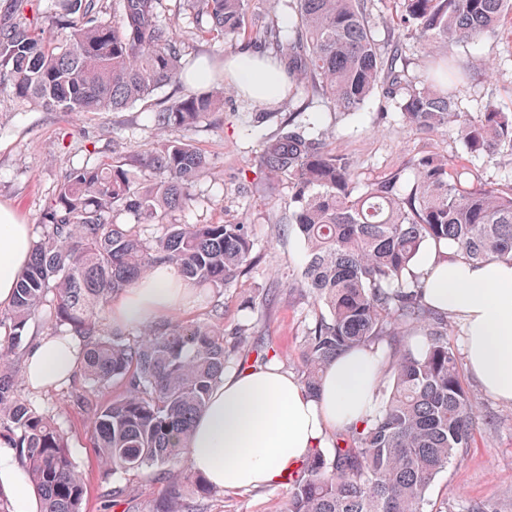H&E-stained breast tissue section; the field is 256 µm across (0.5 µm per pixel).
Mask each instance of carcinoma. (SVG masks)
<instances>
[{
	"instance_id": "cac0c4a2",
	"label": "carcinoma",
	"mask_w": 512,
	"mask_h": 512,
	"mask_svg": "<svg viewBox=\"0 0 512 512\" xmlns=\"http://www.w3.org/2000/svg\"><path fill=\"white\" fill-rule=\"evenodd\" d=\"M0 0V95L47 111L115 112L182 80L184 43L158 15L159 0ZM196 30L227 42L242 34L249 0H186ZM288 23L273 22L264 43L288 70L293 97L303 92L342 113L355 112L387 78L402 126L436 131L450 125L468 154L512 156V112L490 103L461 112L454 87L471 74L446 60L436 79L417 85L384 57L367 20L368 0H281ZM512 0H400L399 24L431 51L441 40L496 33ZM218 88L184 95L152 112L155 129H192L224 107ZM257 164L266 185L292 189L286 223L306 245L301 287L324 307L306 336L304 385L317 393L323 369L346 350L393 345L382 402L362 427L344 430L333 454L317 450L289 473L284 512H423L436 475L470 447L477 407L465 389L445 315L429 307L409 275L426 247H452L483 263L512 258V188L471 176L439 155L413 157L371 182L332 146L327 132L280 124ZM209 160L190 144L161 139L129 154L66 172L39 218L41 232L0 327V436L19 450L40 512H83L87 493L67 437L49 411L22 398L9 372L22 354L28 322L78 338L76 372L96 393L89 407L93 447L112 472L157 469L161 480L188 464V441L212 386L246 325L171 321L129 337L106 321L112 297L157 265L193 285L223 288L255 262L246 224H172L168 216L195 202ZM156 224L148 240L137 231ZM422 331L420 344L409 337ZM122 392L112 395L113 385ZM168 486L156 512H182Z\"/></svg>"
}]
</instances>
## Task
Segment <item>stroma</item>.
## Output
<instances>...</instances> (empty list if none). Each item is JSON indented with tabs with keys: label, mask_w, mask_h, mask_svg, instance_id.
I'll return each instance as SVG.
<instances>
[{
	"label": "stroma",
	"mask_w": 512,
	"mask_h": 512,
	"mask_svg": "<svg viewBox=\"0 0 512 512\" xmlns=\"http://www.w3.org/2000/svg\"><path fill=\"white\" fill-rule=\"evenodd\" d=\"M368 7L382 55L402 52L410 60V76L425 79V51L397 30V0H369ZM281 14L276 0H251L245 35L225 45L197 36L178 0H163L159 10L161 20L184 41L188 54L217 63L246 48L251 38ZM434 53L479 76L478 81L458 86L460 111L475 114L491 102L512 112V23L504 24L496 37L443 42ZM189 92V87L173 84L124 111L83 115L48 112L0 96V204L14 207L27 223L37 224L67 169L141 152L162 138L188 140L209 159L210 171L196 186L194 205L175 213L172 223L248 224L258 262L227 287H197L196 305L175 310L168 318L217 319L228 328L248 325L250 334L243 351L259 345L274 350L282 370L297 378L303 371L301 353L308 329L321 309L299 286L304 244L296 235L283 232L290 189L283 183L269 194L256 186V160L281 121L290 118L295 124L331 132L334 146L353 161L365 182L402 168L409 158L438 154L470 165L479 178L500 187L512 185V157L493 162L474 159L455 128L426 134L405 130L393 117L379 119L383 97L378 92L358 112L344 115L327 110L320 102H308L302 94L264 106L231 90L224 94L223 111L204 116L191 131L155 130L151 112ZM266 110L271 111V118L259 120V113ZM254 300L259 303L255 310L249 307ZM462 379L479 405L480 424L466 453L434 478L423 508L425 512H466L471 503L489 501L500 512H512V407L484 393L470 372H463ZM83 391L84 382L78 378L46 392L24 387L20 393L49 407L66 432L71 457L88 487L85 512H152L166 484L149 470L105 471L90 442L87 406L80 399ZM195 477L187 467L170 475L183 490L184 512H284L286 484L238 492L214 489L204 494L197 491ZM116 488L122 491L117 500L112 497Z\"/></svg>",
	"instance_id": "obj_1"
}]
</instances>
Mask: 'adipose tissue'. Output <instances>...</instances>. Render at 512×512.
I'll return each instance as SVG.
<instances>
[{"label":"adipose tissue","mask_w":512,"mask_h":512,"mask_svg":"<svg viewBox=\"0 0 512 512\" xmlns=\"http://www.w3.org/2000/svg\"><path fill=\"white\" fill-rule=\"evenodd\" d=\"M229 71L235 88L259 102L272 101L273 88L285 80L276 65L250 53L235 55ZM34 242L32 225L0 204V307L11 305ZM413 271L426 285V301L462 321L465 363L483 392L512 405V261L474 263L432 247ZM193 300L180 273L162 266L127 289L112 318L142 323ZM81 353L74 337H34L24 356L27 386L42 391L70 379ZM379 379V355L366 347L332 362L314 395L272 364L225 373L195 420L191 468L225 491L282 482L315 449L326 447L332 432L360 424L375 407ZM0 489L8 492L14 512H35L32 491L6 439L0 440Z\"/></svg>","instance_id":"adipose-tissue-1"}]
</instances>
